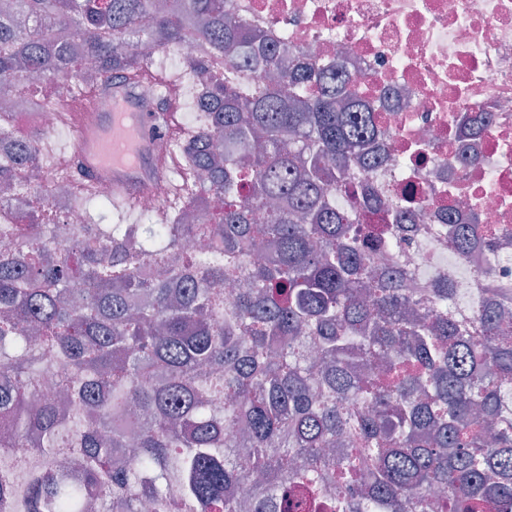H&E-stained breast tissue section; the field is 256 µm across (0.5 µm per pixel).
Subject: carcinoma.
Masks as SVG:
<instances>
[{"label": "carcinoma", "instance_id": "carcinoma-1", "mask_svg": "<svg viewBox=\"0 0 512 512\" xmlns=\"http://www.w3.org/2000/svg\"><path fill=\"white\" fill-rule=\"evenodd\" d=\"M176 2L0 0V84L80 86L88 62L126 79L151 44L198 108L181 188L153 210L82 191L65 243L41 197L74 176L0 112V450L55 458L22 484L0 471V512H512V307L464 326L448 279L422 298L374 265L398 245L375 221L416 224L408 202L332 206L387 160L337 61L300 68L229 0ZM209 195L224 207L196 214Z\"/></svg>", "mask_w": 512, "mask_h": 512}]
</instances>
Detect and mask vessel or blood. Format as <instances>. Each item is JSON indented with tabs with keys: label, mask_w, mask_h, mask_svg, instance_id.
Segmentation results:
<instances>
[{
	"label": "vessel or blood",
	"mask_w": 512,
	"mask_h": 512,
	"mask_svg": "<svg viewBox=\"0 0 512 512\" xmlns=\"http://www.w3.org/2000/svg\"><path fill=\"white\" fill-rule=\"evenodd\" d=\"M62 118L74 133L68 165L85 185L110 183L113 195L127 203L153 190L155 144L178 129L175 113L157 111L120 78L74 100Z\"/></svg>",
	"instance_id": "vessel-or-blood-1"
}]
</instances>
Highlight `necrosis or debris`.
<instances>
[{
  "label": "necrosis or debris",
  "mask_w": 512,
  "mask_h": 512,
  "mask_svg": "<svg viewBox=\"0 0 512 512\" xmlns=\"http://www.w3.org/2000/svg\"><path fill=\"white\" fill-rule=\"evenodd\" d=\"M235 14L298 56L337 59L357 95L381 117L391 162L354 182L389 192L415 183L460 223L512 226V0H232ZM388 263L427 293L452 286L449 307L467 322L489 293L512 296V238H485L470 253L443 241L442 213Z\"/></svg>",
  "instance_id": "1"
}]
</instances>
